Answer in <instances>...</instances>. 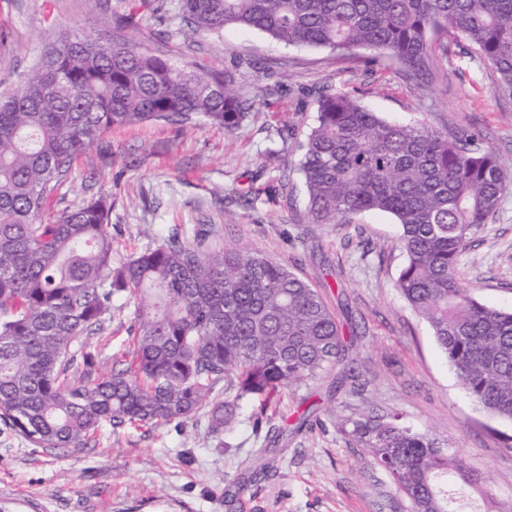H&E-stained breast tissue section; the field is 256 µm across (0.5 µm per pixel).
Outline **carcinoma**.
I'll list each match as a JSON object with an SVG mask.
<instances>
[{
    "label": "carcinoma",
    "mask_w": 512,
    "mask_h": 512,
    "mask_svg": "<svg viewBox=\"0 0 512 512\" xmlns=\"http://www.w3.org/2000/svg\"><path fill=\"white\" fill-rule=\"evenodd\" d=\"M184 21L252 28L296 47L365 65L396 61L422 83L451 46L492 65L512 92V0H181ZM255 100L229 72H189L110 38L50 44L38 73L0 95V428L44 451H79L98 427L185 423L204 414L213 436L247 419L272 454L283 436L268 410L282 392L336 367L347 341L321 293L246 248L215 250L171 231L112 262L105 196L48 216L74 162L106 131L202 116L231 133ZM299 142L298 171L313 224L377 211L401 228L396 280L482 411L512 421V312L480 303L456 275L461 257L512 192V174L479 134L448 138L322 92ZM133 305V350L97 372L86 340ZM338 429L391 478L409 512H500L474 499L479 479L447 439L377 409ZM267 458L239 477L242 493L269 476Z\"/></svg>",
    "instance_id": "cac0c4a2"
}]
</instances>
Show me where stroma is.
<instances>
[{
  "label": "stroma",
  "instance_id": "35a3bbf8",
  "mask_svg": "<svg viewBox=\"0 0 512 512\" xmlns=\"http://www.w3.org/2000/svg\"><path fill=\"white\" fill-rule=\"evenodd\" d=\"M137 12V27L117 16ZM112 36L194 72L232 71L257 104L233 133L199 117L182 126L115 127L80 159L53 213L99 195L112 204V258L155 247L171 228L186 240L206 229L212 245L237 244L285 264L320 288L353 342L345 363L290 389L272 417L287 426L276 471L234 512H409L389 476L343 435L341 420L367 408L398 412L412 427L451 440L505 512H512V421L480 410L439 350L428 323L400 297L405 262L395 219L364 212L348 224H313L297 170L300 153L277 126H310V91L357 97L368 110L444 135L478 132L512 172V96L490 66L450 53L428 87L397 63L368 69L362 51L343 57L299 48L257 30H188L180 0L163 16L140 0H0V92L16 90L62 36ZM280 150L278 160L267 149ZM461 283L478 300L512 311V193L462 257ZM132 310L112 311L88 343L100 372L130 348ZM95 447L51 455L0 433V501L14 512H227L224 490L262 443L249 424L212 437L205 417L182 425L102 426Z\"/></svg>",
  "mask_w": 512,
  "mask_h": 512
}]
</instances>
